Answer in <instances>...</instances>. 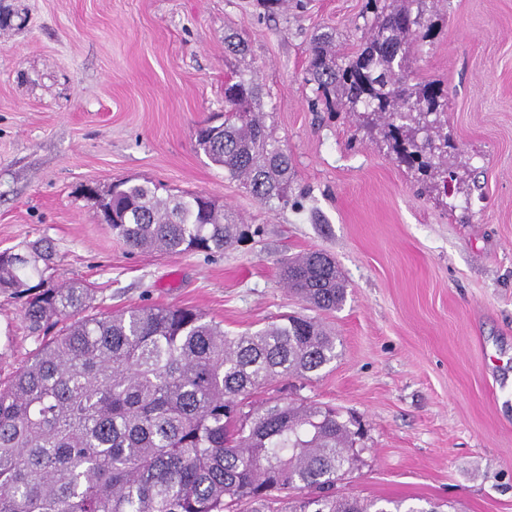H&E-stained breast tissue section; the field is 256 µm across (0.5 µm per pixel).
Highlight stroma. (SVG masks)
<instances>
[{
    "label": "stroma",
    "mask_w": 512,
    "mask_h": 512,
    "mask_svg": "<svg viewBox=\"0 0 512 512\" xmlns=\"http://www.w3.org/2000/svg\"><path fill=\"white\" fill-rule=\"evenodd\" d=\"M366 2L0 0V250L50 241L49 286L84 283L90 312L184 306L234 332L303 311L280 262L327 252L347 283L321 315L339 356L288 391L361 420L340 493L512 512V0L427 4L434 36L409 66L448 92L452 176L427 192L379 133L312 106V39L356 50ZM238 76L292 158V204H261L195 147ZM125 180L207 193L249 236L210 256L130 249L84 197ZM24 311L0 294V379L39 345Z\"/></svg>",
    "instance_id": "obj_1"
}]
</instances>
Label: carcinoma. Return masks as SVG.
<instances>
[{"instance_id":"carcinoma-1","label":"carcinoma","mask_w":512,"mask_h":512,"mask_svg":"<svg viewBox=\"0 0 512 512\" xmlns=\"http://www.w3.org/2000/svg\"><path fill=\"white\" fill-rule=\"evenodd\" d=\"M426 0H367L363 41L336 55L329 35L309 48L306 76L326 110L358 115L425 183L445 173V90L415 81L412 43L431 37ZM257 91L224 85V122L195 131L196 147L264 204L286 205L291 159L252 111ZM112 234L140 251L221 253L245 225L200 192L161 198L146 184L85 193ZM41 240L0 253V294L25 297L42 337L0 383V512H441L336 494L361 430L340 412L286 396L253 400L336 360L321 321L289 315L238 334L182 306L85 313L89 288L31 284L54 263ZM291 291L319 311L345 300V280L314 250L284 263Z\"/></svg>"}]
</instances>
